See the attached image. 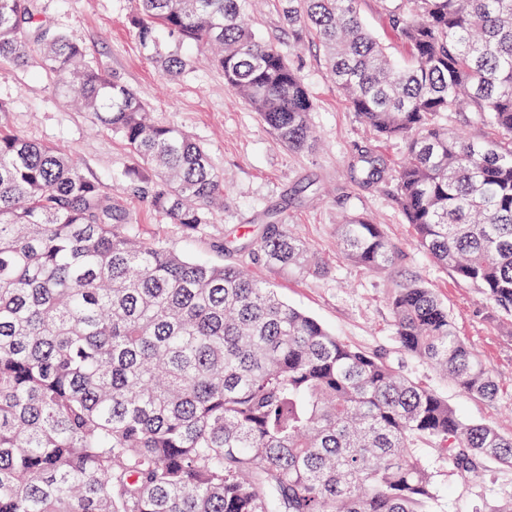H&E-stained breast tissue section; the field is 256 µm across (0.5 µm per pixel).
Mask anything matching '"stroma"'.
Instances as JSON below:
<instances>
[{
    "label": "stroma",
    "mask_w": 512,
    "mask_h": 512,
    "mask_svg": "<svg viewBox=\"0 0 512 512\" xmlns=\"http://www.w3.org/2000/svg\"><path fill=\"white\" fill-rule=\"evenodd\" d=\"M36 3L48 29L66 33L82 45L91 65L133 88L156 122L178 127L204 147L213 167L224 176V206L207 224L189 232L132 196L130 178L148 179L151 171L139 165L120 135L74 110L56 92L52 78L37 65V41L29 43L27 66L0 64V103L6 106L0 112V129L34 142L71 148L81 173L123 198L145 237L217 264L233 259L221 248L227 233L242 225L258 227L268 210H278L282 223L298 234L324 270L315 275L260 262L251 267L255 279L275 288L283 301L316 318L345 343L384 351L392 365L448 399L466 419L512 433V325L484 300L479 288L435 264L416 245L412 228L404 223L395 203L391 182L371 188L358 184L352 166L355 156L370 151L391 172L402 160L403 146L380 139L352 112L329 77L313 37H305L301 47L289 46L280 0H252V26L283 48L290 64L305 78L317 141L303 151L280 144L258 113L235 99L223 73L200 50L186 48L163 32L159 35L162 49L186 53L190 60L183 73L164 75L128 22L135 0ZM359 11L392 56L407 61L408 51L391 33L377 0H360ZM349 212L370 215L381 224L402 253L396 268L369 271L345 258L337 224ZM411 275L433 288L447 305L458 334L496 379L499 389L494 399L463 394L430 364L400 350L389 298L401 277ZM419 453L440 474L439 491L448 497L447 512H493L501 497L512 494V474L496 470L481 486L452 488L448 465L436 449L425 446Z\"/></svg>",
    "instance_id": "1"
}]
</instances>
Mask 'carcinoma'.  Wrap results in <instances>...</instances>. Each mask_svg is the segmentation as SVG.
<instances>
[{
  "label": "carcinoma",
  "mask_w": 512,
  "mask_h": 512,
  "mask_svg": "<svg viewBox=\"0 0 512 512\" xmlns=\"http://www.w3.org/2000/svg\"><path fill=\"white\" fill-rule=\"evenodd\" d=\"M250 0H137L130 24L173 76L168 31L208 47L224 84L291 150L316 143L302 74L246 23ZM410 50L399 63L366 29L359 0H282L288 34L314 35L351 110L404 144L392 181L434 260L512 316V0H380ZM40 68L120 134L152 185H136L187 231L224 201L204 148L154 122L137 93L43 33L33 0H0V61ZM489 125L497 137L475 133ZM359 181L385 179L357 157ZM345 257L397 265L380 225L346 214ZM225 250L254 263L322 266L271 216ZM396 341L462 392L496 396L482 360L435 291L406 279L389 298ZM431 445L456 486L512 469V434L465 419L377 353L353 348L253 279L148 240L123 200L71 154L0 130V512H439Z\"/></svg>",
  "instance_id": "1"
}]
</instances>
